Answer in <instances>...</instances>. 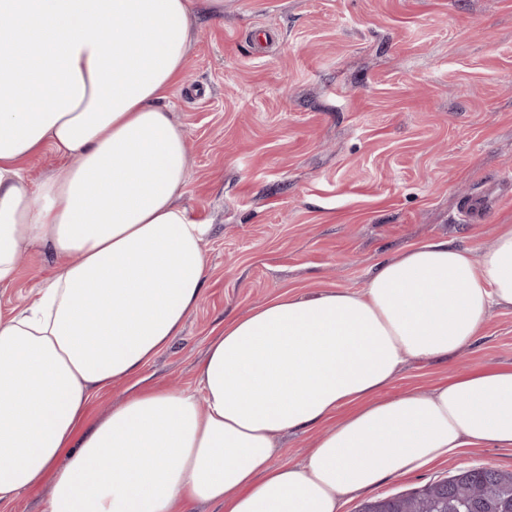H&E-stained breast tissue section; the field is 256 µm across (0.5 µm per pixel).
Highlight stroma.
Segmentation results:
<instances>
[{"label": "stroma", "mask_w": 512, "mask_h": 512, "mask_svg": "<svg viewBox=\"0 0 512 512\" xmlns=\"http://www.w3.org/2000/svg\"><path fill=\"white\" fill-rule=\"evenodd\" d=\"M166 103L189 149L182 203L209 227L207 280L145 368L153 381L194 387L225 319L279 294L360 288L379 261L433 238L476 254L512 224V0H224ZM477 192L491 201L471 224L460 207ZM56 264L27 246L0 311L27 305ZM499 368H512V307L448 361L406 359L384 393ZM473 465L512 472V448L458 449L341 512Z\"/></svg>", "instance_id": "35a3bbf8"}]
</instances>
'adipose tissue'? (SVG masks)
<instances>
[{"instance_id": "ef3b65f1", "label": "adipose tissue", "mask_w": 512, "mask_h": 512, "mask_svg": "<svg viewBox=\"0 0 512 512\" xmlns=\"http://www.w3.org/2000/svg\"><path fill=\"white\" fill-rule=\"evenodd\" d=\"M224 0H0V287L41 241L59 261L0 312V503L49 482L48 512H340L346 496L512 447V368L382 397L404 358L445 360L512 306V224L480 256L432 239L362 290L283 293L225 320L196 386L141 377L203 294L206 225L179 203L182 129L163 104ZM61 173L34 183L43 150ZM132 383L86 424L92 397ZM319 428L299 463L275 434Z\"/></svg>"}]
</instances>
